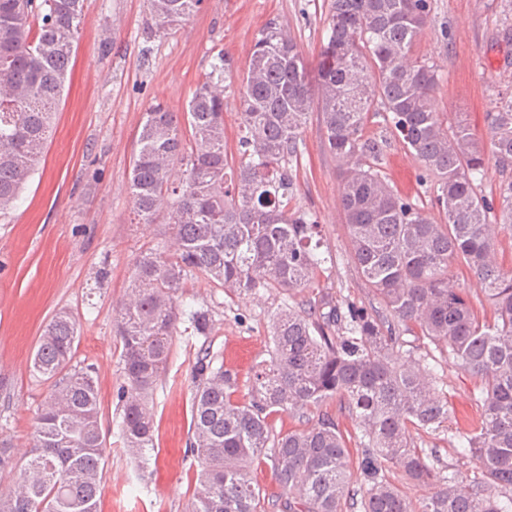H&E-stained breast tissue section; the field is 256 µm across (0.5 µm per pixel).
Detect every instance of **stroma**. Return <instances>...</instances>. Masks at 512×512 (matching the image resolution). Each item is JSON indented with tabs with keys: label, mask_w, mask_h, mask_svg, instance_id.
<instances>
[{
	"label": "stroma",
	"mask_w": 512,
	"mask_h": 512,
	"mask_svg": "<svg viewBox=\"0 0 512 512\" xmlns=\"http://www.w3.org/2000/svg\"><path fill=\"white\" fill-rule=\"evenodd\" d=\"M331 0H203L180 25L157 31L149 0H87L67 79L44 157L26 179L15 208L0 214V436L24 462L34 444L48 382L32 375L30 361L44 325L57 309L74 314L79 336L73 366L94 367L105 438L103 490L98 512H187L200 466L185 453L195 390L192 366L200 348L238 375L237 401L250 398L251 369L268 362L271 319L282 303L278 290L231 295L207 279L187 278L182 304L207 309L208 335L179 331L153 393L154 448L147 462L134 459L118 434L117 391L123 383L122 344L114 307L123 297L140 252L164 243L166 215L152 224L130 220L129 176L145 112L160 103L184 111L217 52L234 61L224 97V148L238 154L241 123L238 89L259 31L274 22L294 36L309 71H316L326 37ZM512 0H432L431 19L415 47L436 68L440 110L466 113L472 131L487 135V114L502 93L512 92ZM320 113L302 133L292 208L312 213L322 226L324 270L294 294H323L365 306L378 299L350 257L339 206L335 159L320 138ZM383 171L399 194L429 206L433 188L421 183V163L390 138ZM398 363L433 374L448 401L449 419L419 432L417 444L440 472L476 488L486 478L465 454L458 434L480 414V380L454 356L410 332L402 333ZM338 421L349 448H357L361 423L340 398L305 409L275 413L273 433L322 415Z\"/></svg>",
	"instance_id": "obj_1"
}]
</instances>
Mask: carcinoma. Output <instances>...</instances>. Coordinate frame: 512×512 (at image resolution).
Masks as SVG:
<instances>
[{"instance_id": "carcinoma-1", "label": "carcinoma", "mask_w": 512, "mask_h": 512, "mask_svg": "<svg viewBox=\"0 0 512 512\" xmlns=\"http://www.w3.org/2000/svg\"><path fill=\"white\" fill-rule=\"evenodd\" d=\"M85 0H0V213L10 210L42 156L63 94ZM202 0H149L156 26L189 18ZM431 0H332L328 36L312 80L287 30L259 31L239 88L241 160L224 150V85L232 61L220 51L185 111L162 104L145 113L130 179L138 220L169 213L173 248L144 251L121 301L123 384L117 423L126 449L154 448V388L165 371L180 313L177 292L201 275L230 293H285L319 273L323 237L313 214L289 208L293 162L312 110L336 159L339 201L351 254L379 306L328 296L297 305L283 298L272 322L271 360L254 373L251 398L233 400L237 377L213 366L206 349L195 380L186 453L202 464L188 512H266L249 476L267 454L282 512H409L385 479L393 465L438 490L423 512H512V264L499 257L498 232H512V93L487 114L496 194L478 191L483 142L462 113L438 109L434 67L414 58ZM380 115L431 183L442 219L389 185L381 167L387 139L365 135ZM185 166L173 174L175 163ZM495 214L499 223H488ZM477 276L492 307L486 317L456 284L450 268ZM205 336L209 313L186 312ZM417 331L448 348L481 381L479 427L462 446L487 479L468 489L426 461L414 432L448 420L431 375L394 361L397 330ZM75 317L54 314L37 342L33 372L51 382L38 413L36 444L19 466L0 441V472L19 469L0 493V512H97L104 440L93 371L71 367ZM340 396L362 424L358 461L364 491L347 486L350 449L328 415L273 435L268 417Z\"/></svg>"}]
</instances>
